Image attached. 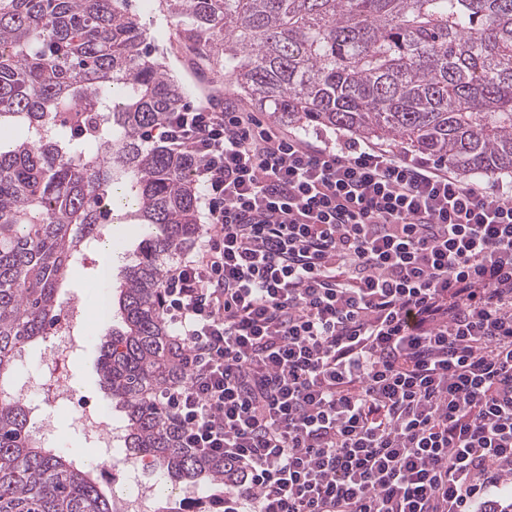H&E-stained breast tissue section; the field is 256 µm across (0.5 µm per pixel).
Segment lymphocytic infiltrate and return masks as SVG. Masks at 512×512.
<instances>
[{
	"mask_svg": "<svg viewBox=\"0 0 512 512\" xmlns=\"http://www.w3.org/2000/svg\"><path fill=\"white\" fill-rule=\"evenodd\" d=\"M148 137L201 188L202 244L161 286L164 399L223 458L224 512H507L512 179L211 102Z\"/></svg>",
	"mask_w": 512,
	"mask_h": 512,
	"instance_id": "lymphocytic-infiltrate-1",
	"label": "lymphocytic infiltrate"
}]
</instances>
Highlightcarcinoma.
<instances>
[{"mask_svg": "<svg viewBox=\"0 0 512 512\" xmlns=\"http://www.w3.org/2000/svg\"><path fill=\"white\" fill-rule=\"evenodd\" d=\"M159 4L282 123L400 134L464 176L512 172V0ZM145 43L128 0H0V512H114L88 468L40 446L12 383L115 189L144 230L113 286L99 363L124 448L172 484L224 486V459L182 447L161 402L183 379L161 284L200 237L201 189L190 157L144 137L186 95Z\"/></svg>", "mask_w": 512, "mask_h": 512, "instance_id": "1", "label": "carcinoma"}]
</instances>
